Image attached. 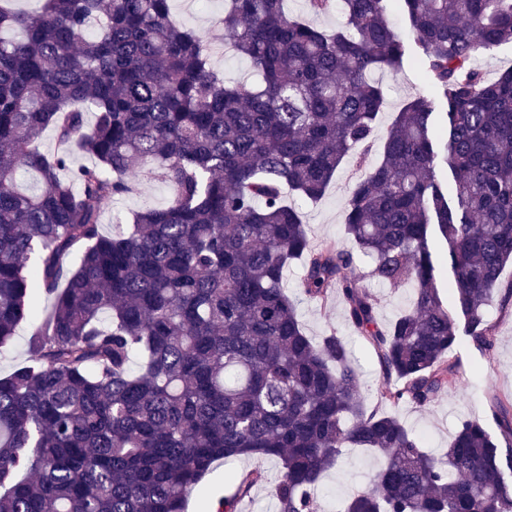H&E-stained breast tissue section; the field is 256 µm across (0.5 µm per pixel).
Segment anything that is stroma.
I'll return each mask as SVG.
<instances>
[{
  "label": "stroma",
  "mask_w": 512,
  "mask_h": 512,
  "mask_svg": "<svg viewBox=\"0 0 512 512\" xmlns=\"http://www.w3.org/2000/svg\"><path fill=\"white\" fill-rule=\"evenodd\" d=\"M224 14V0H171V16L184 27L206 32L211 45L210 59L214 68L231 81L253 80L255 73L249 63L234 57L224 40V29L219 20ZM389 19L401 32L406 45V61L398 73L375 71L374 77L386 90V104L378 117L375 135L384 139L396 113L411 97L432 96L437 112H445L442 96L433 95L424 75L418 68L421 50L413 36L407 33L398 9H391ZM362 170L346 163L338 170L323 198L315 203L302 204L303 220L312 245L338 241L344 237L345 208L350 190ZM172 195L170 187L153 173L152 164H145L133 192L109 199L103 206L102 222L112 228L116 222L126 221L134 212L165 206ZM298 314L308 336L319 338L328 330L343 337L360 373L368 399H376L379 387V369L374 354L367 349L345 319L344 304L331 298L327 304L301 301ZM486 315L495 325L494 344L489 356H482L471 347L459 348L463 366L454 391L424 408L399 405L391 412L423 441L426 451L433 455L443 453L459 423L477 419L491 423V407L495 398L512 397V308L504 309L491 303ZM383 466L382 456L362 451L348 452L339 467L327 471L314 495L320 512H338L342 501L367 484ZM263 470L268 480H276L280 465L273 459L242 457L232 463L217 461L205 477L202 492L192 494L187 512H210L213 502L229 495L232 486L229 475L244 470Z\"/></svg>",
  "instance_id": "35a3bbf8"
}]
</instances>
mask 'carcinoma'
I'll return each instance as SVG.
<instances>
[{"label": "carcinoma", "instance_id": "cac0c4a2", "mask_svg": "<svg viewBox=\"0 0 512 512\" xmlns=\"http://www.w3.org/2000/svg\"><path fill=\"white\" fill-rule=\"evenodd\" d=\"M39 2L0 3V348L32 323L29 360L0 376V512H185L213 464L239 457L279 461L276 512H317L313 490L349 448L386 462L344 512H512L511 402L492 405L499 433L464 420L439 457L380 410L450 391L457 348L492 349L486 306L512 305V69L489 80L473 65L512 43V0H305L314 18L340 6L334 29L284 0H224L219 23L258 76L235 83L170 0ZM394 5L444 127L430 99L409 100L351 189V246L315 248L284 191L317 201L348 159L364 162L385 103L370 73L406 54ZM48 127L52 155L35 147ZM76 152L93 163L71 167ZM146 162L170 203L104 232V202ZM296 259L298 296L341 297L373 350L376 405L344 339L307 336L285 289ZM367 277L413 287L387 325ZM231 479L216 512L267 482L260 469Z\"/></svg>", "mask_w": 512, "mask_h": 512}]
</instances>
